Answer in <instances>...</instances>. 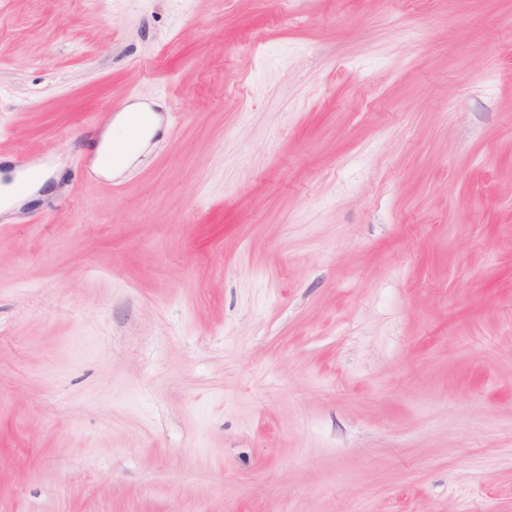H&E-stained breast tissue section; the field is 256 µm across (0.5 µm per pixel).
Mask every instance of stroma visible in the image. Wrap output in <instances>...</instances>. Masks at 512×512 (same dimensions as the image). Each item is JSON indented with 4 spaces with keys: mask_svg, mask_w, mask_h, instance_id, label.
Segmentation results:
<instances>
[{
    "mask_svg": "<svg viewBox=\"0 0 512 512\" xmlns=\"http://www.w3.org/2000/svg\"><path fill=\"white\" fill-rule=\"evenodd\" d=\"M25 168L0 512H512V0H0Z\"/></svg>",
    "mask_w": 512,
    "mask_h": 512,
    "instance_id": "stroma-1",
    "label": "stroma"
}]
</instances>
